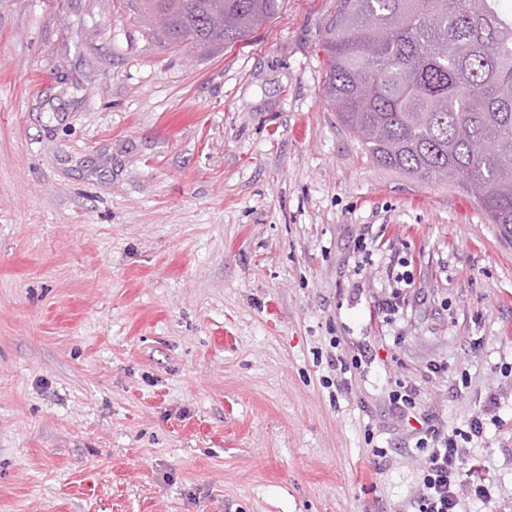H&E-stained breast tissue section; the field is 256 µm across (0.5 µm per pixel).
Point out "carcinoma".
<instances>
[{"label": "carcinoma", "mask_w": 512, "mask_h": 512, "mask_svg": "<svg viewBox=\"0 0 512 512\" xmlns=\"http://www.w3.org/2000/svg\"><path fill=\"white\" fill-rule=\"evenodd\" d=\"M285 0H141L173 46L244 40ZM326 99L373 161L461 180L512 234V9L505 0H340L326 26Z\"/></svg>", "instance_id": "obj_1"}]
</instances>
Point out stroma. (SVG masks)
<instances>
[{
    "label": "stroma",
    "instance_id": "obj_1",
    "mask_svg": "<svg viewBox=\"0 0 512 512\" xmlns=\"http://www.w3.org/2000/svg\"><path fill=\"white\" fill-rule=\"evenodd\" d=\"M134 2L0 0V512H415L401 381L496 400L462 508L512 512V237L337 120L340 0L206 53ZM392 277L394 280V283L397 285L396 288L392 289L391 296L386 299L384 302H382V309L386 311V316H394L397 315L400 312V309L402 308V304L405 301L402 283H404L405 286H410V279L407 277L406 273H399L397 272L394 275V272H392ZM398 284L400 285V288L398 287Z\"/></svg>",
    "mask_w": 512,
    "mask_h": 512
}]
</instances>
